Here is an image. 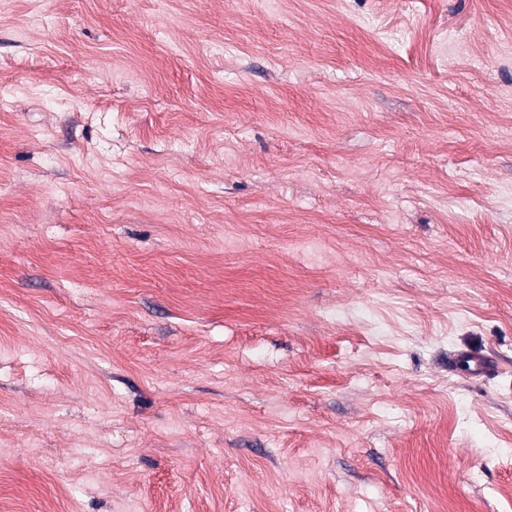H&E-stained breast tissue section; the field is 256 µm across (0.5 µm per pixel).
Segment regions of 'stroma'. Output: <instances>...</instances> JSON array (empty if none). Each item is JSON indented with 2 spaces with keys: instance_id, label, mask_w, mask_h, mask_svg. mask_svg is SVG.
<instances>
[{
  "instance_id": "stroma-1",
  "label": "stroma",
  "mask_w": 512,
  "mask_h": 512,
  "mask_svg": "<svg viewBox=\"0 0 512 512\" xmlns=\"http://www.w3.org/2000/svg\"><path fill=\"white\" fill-rule=\"evenodd\" d=\"M0 512H512V0H0ZM455 365H464L473 377H487L494 372L495 367L489 359L473 353L460 352L451 358Z\"/></svg>"
}]
</instances>
